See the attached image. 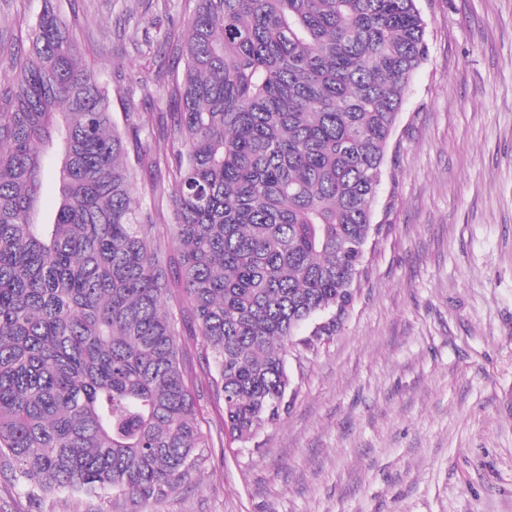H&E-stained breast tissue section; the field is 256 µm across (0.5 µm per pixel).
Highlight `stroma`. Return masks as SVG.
<instances>
[{
    "instance_id": "35a3bbf8",
    "label": "stroma",
    "mask_w": 512,
    "mask_h": 512,
    "mask_svg": "<svg viewBox=\"0 0 512 512\" xmlns=\"http://www.w3.org/2000/svg\"><path fill=\"white\" fill-rule=\"evenodd\" d=\"M88 64L158 111L178 61L162 34L185 0H55ZM41 0H0V49ZM415 72L381 190L392 202L341 330L295 345L290 406L248 442L224 435L197 330L181 338L210 439L144 512H512V0H419ZM116 498L37 503L0 475V512H130Z\"/></svg>"
}]
</instances>
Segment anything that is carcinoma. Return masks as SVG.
Returning <instances> with one entry per match:
<instances>
[{
  "label": "carcinoma",
  "mask_w": 512,
  "mask_h": 512,
  "mask_svg": "<svg viewBox=\"0 0 512 512\" xmlns=\"http://www.w3.org/2000/svg\"><path fill=\"white\" fill-rule=\"evenodd\" d=\"M167 111L124 129L43 0L0 111V473L37 501L140 507L208 443L179 358L195 324L246 442L288 411V344L333 336L377 231L389 147L429 52L418 0H195ZM169 150L150 153L155 135ZM59 185L49 212L45 179ZM146 192L152 205L142 207Z\"/></svg>",
  "instance_id": "cac0c4a2"
}]
</instances>
